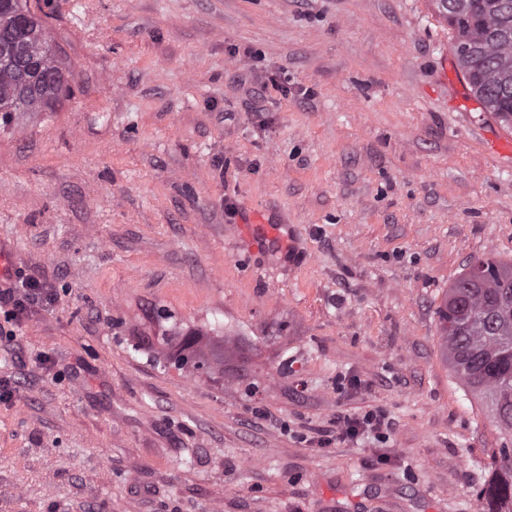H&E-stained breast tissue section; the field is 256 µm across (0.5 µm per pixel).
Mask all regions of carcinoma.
<instances>
[{"instance_id":"obj_1","label":"carcinoma","mask_w":512,"mask_h":512,"mask_svg":"<svg viewBox=\"0 0 512 512\" xmlns=\"http://www.w3.org/2000/svg\"><path fill=\"white\" fill-rule=\"evenodd\" d=\"M452 30L457 62L484 109L512 126V0H437ZM23 41L27 61L53 76L60 48L43 32L27 0H0V37ZM16 71L0 67V125L11 124ZM64 80L43 85L26 101L43 112L70 96ZM448 366L466 392L485 400L503 435L492 482L476 492L480 512H512V263L477 257L448 288L439 310Z\"/></svg>"}]
</instances>
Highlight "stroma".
I'll use <instances>...</instances> for the list:
<instances>
[{
	"mask_svg": "<svg viewBox=\"0 0 512 512\" xmlns=\"http://www.w3.org/2000/svg\"><path fill=\"white\" fill-rule=\"evenodd\" d=\"M28 7L72 95L0 128V243L53 295L0 341V512H478L501 434L438 312L512 261V128L432 0ZM386 415L377 409L365 411L354 417L345 416L336 419V440H357L359 435L375 433L377 436L383 435L382 431L385 424Z\"/></svg>",
	"mask_w": 512,
	"mask_h": 512,
	"instance_id": "obj_1",
	"label": "stroma"
}]
</instances>
